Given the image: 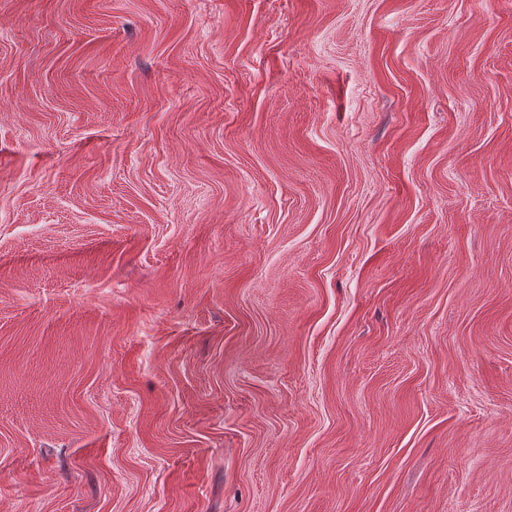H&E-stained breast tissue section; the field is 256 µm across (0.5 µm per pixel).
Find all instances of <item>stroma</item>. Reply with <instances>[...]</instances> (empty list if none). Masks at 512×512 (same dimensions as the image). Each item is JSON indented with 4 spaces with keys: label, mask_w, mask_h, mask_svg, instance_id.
I'll use <instances>...</instances> for the list:
<instances>
[{
    "label": "stroma",
    "mask_w": 512,
    "mask_h": 512,
    "mask_svg": "<svg viewBox=\"0 0 512 512\" xmlns=\"http://www.w3.org/2000/svg\"><path fill=\"white\" fill-rule=\"evenodd\" d=\"M0 512H512V0H0Z\"/></svg>",
    "instance_id": "35a3bbf8"
}]
</instances>
